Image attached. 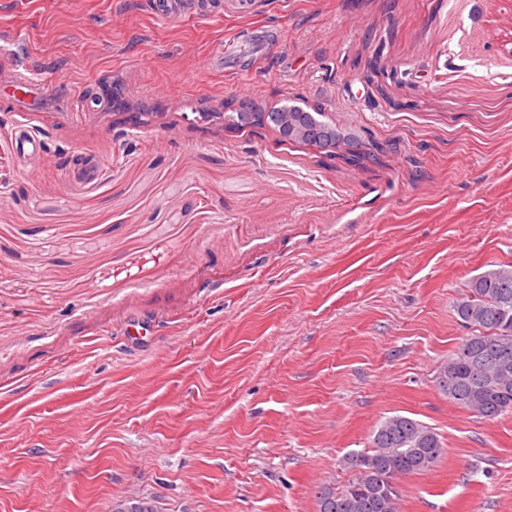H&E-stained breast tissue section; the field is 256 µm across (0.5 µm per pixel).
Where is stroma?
Wrapping results in <instances>:
<instances>
[{
  "label": "stroma",
  "instance_id": "35a3bbf8",
  "mask_svg": "<svg viewBox=\"0 0 512 512\" xmlns=\"http://www.w3.org/2000/svg\"><path fill=\"white\" fill-rule=\"evenodd\" d=\"M259 25L272 51L220 70ZM0 53L47 74L28 113L53 161L108 163L18 167L0 112V512H316L396 414L445 446L400 512H512V413L435 383L456 300L512 264V0H0ZM108 85L121 102L73 112ZM239 101L322 112L374 156L225 130ZM145 4L160 19L179 16L203 18L224 14L223 0H147Z\"/></svg>",
  "mask_w": 512,
  "mask_h": 512
}]
</instances>
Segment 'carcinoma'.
<instances>
[{
	"mask_svg": "<svg viewBox=\"0 0 512 512\" xmlns=\"http://www.w3.org/2000/svg\"><path fill=\"white\" fill-rule=\"evenodd\" d=\"M321 117L296 106L260 112L242 105L224 113V127H269L282 142L327 152L347 144L348 138ZM455 311L471 333L440 367L439 391L484 419L512 412V265L473 278ZM443 455V442L433 428L407 416H390L374 430L372 448L345 459L352 479L338 490L319 487L317 512H397V480L429 471Z\"/></svg>",
	"mask_w": 512,
	"mask_h": 512,
	"instance_id": "cac0c4a2",
	"label": "carcinoma"
}]
</instances>
